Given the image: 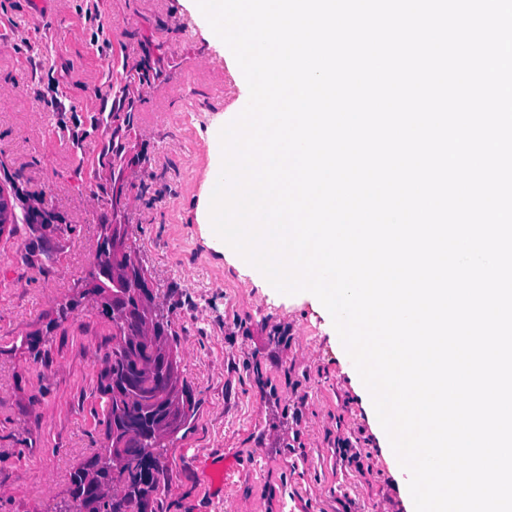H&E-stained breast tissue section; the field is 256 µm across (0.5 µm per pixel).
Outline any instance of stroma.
<instances>
[{"instance_id": "35a3bbf8", "label": "stroma", "mask_w": 512, "mask_h": 512, "mask_svg": "<svg viewBox=\"0 0 512 512\" xmlns=\"http://www.w3.org/2000/svg\"><path fill=\"white\" fill-rule=\"evenodd\" d=\"M83 4L0 0L17 23L0 48V187L14 210L41 196L49 212L0 227V512H59L101 444L112 324L88 301L57 316L105 222L127 225L197 406L168 453L164 512H375L390 492L407 499L330 314L309 293L258 285L201 222L218 123L246 89L234 55L194 0H99L116 32L103 49ZM25 37L50 44L65 111L44 101ZM146 51L143 86L128 74ZM102 90L127 106L99 111ZM340 440L361 464L337 457ZM228 454L239 465L223 498L209 473Z\"/></svg>"}]
</instances>
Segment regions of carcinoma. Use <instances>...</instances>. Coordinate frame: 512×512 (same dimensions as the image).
Segmentation results:
<instances>
[{"label": "carcinoma", "mask_w": 512, "mask_h": 512, "mask_svg": "<svg viewBox=\"0 0 512 512\" xmlns=\"http://www.w3.org/2000/svg\"><path fill=\"white\" fill-rule=\"evenodd\" d=\"M112 236L97 244L99 284L88 289L105 307L120 314L113 325L112 360L102 376L107 395L101 424L111 453H97L71 475V502L64 512H84L86 489L99 496L89 512H162L168 448L173 436L189 428L196 403L181 380L171 322L159 310L139 308L138 288L127 270L136 266L118 228L102 225ZM151 381L158 404L130 398V391Z\"/></svg>", "instance_id": "obj_1"}]
</instances>
